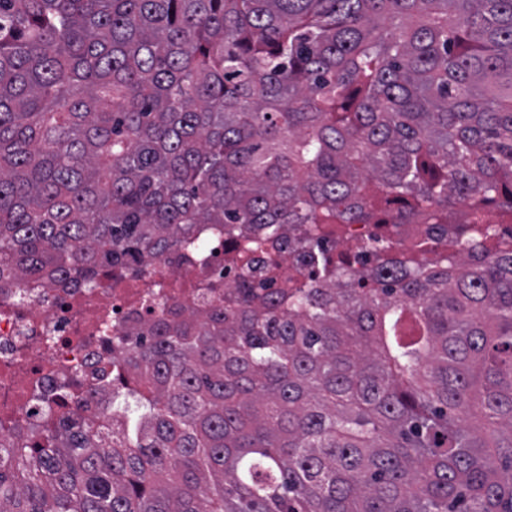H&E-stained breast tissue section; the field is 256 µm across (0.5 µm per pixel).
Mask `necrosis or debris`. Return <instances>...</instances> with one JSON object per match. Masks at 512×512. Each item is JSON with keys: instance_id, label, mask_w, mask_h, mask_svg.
I'll return each instance as SVG.
<instances>
[{"instance_id": "obj_1", "label": "necrosis or debris", "mask_w": 512, "mask_h": 512, "mask_svg": "<svg viewBox=\"0 0 512 512\" xmlns=\"http://www.w3.org/2000/svg\"><path fill=\"white\" fill-rule=\"evenodd\" d=\"M322 249L349 253L353 241L375 249L394 240L403 250L435 249L462 254L455 228L444 224H326ZM237 241L213 230L205 248L191 244L168 252L152 266L136 260L114 266L89 288H49L30 278L0 290V438L36 431L51 436L56 413L95 415L103 395L95 378L81 380L71 394L56 398L55 414L34 400L63 380L116 355L132 327L144 325L164 307H196L201 300L223 303L224 290L236 285L233 259ZM273 274L255 280L256 291L282 287L287 275L305 278L294 258V243L270 237L257 255Z\"/></svg>"}]
</instances>
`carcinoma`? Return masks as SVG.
<instances>
[{"label": "carcinoma", "mask_w": 512, "mask_h": 512, "mask_svg": "<svg viewBox=\"0 0 512 512\" xmlns=\"http://www.w3.org/2000/svg\"><path fill=\"white\" fill-rule=\"evenodd\" d=\"M512 0H0V280L201 224L325 280L130 332L100 417L0 440V512H512ZM323 224H459L458 258Z\"/></svg>", "instance_id": "cac0c4a2"}]
</instances>
